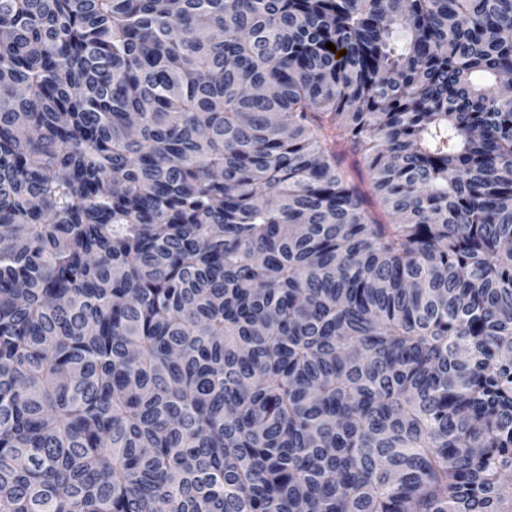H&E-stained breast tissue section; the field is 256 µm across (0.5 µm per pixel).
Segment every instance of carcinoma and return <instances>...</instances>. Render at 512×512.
Returning <instances> with one entry per match:
<instances>
[{
	"label": "carcinoma",
	"instance_id": "carcinoma-1",
	"mask_svg": "<svg viewBox=\"0 0 512 512\" xmlns=\"http://www.w3.org/2000/svg\"><path fill=\"white\" fill-rule=\"evenodd\" d=\"M174 3L0 0V512H512V0Z\"/></svg>",
	"mask_w": 512,
	"mask_h": 512
}]
</instances>
